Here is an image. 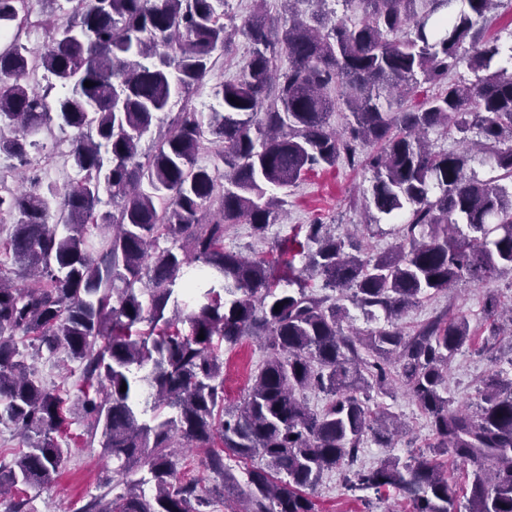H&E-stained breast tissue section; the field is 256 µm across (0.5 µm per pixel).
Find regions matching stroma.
I'll return each instance as SVG.
<instances>
[{"label":"stroma","instance_id":"35a3bbf8","mask_svg":"<svg viewBox=\"0 0 512 512\" xmlns=\"http://www.w3.org/2000/svg\"><path fill=\"white\" fill-rule=\"evenodd\" d=\"M249 51L248 40L237 36L200 86L190 95L177 94L171 98L169 112L188 108L207 114L219 108L220 101L214 94L216 87L240 75ZM370 181L367 169L353 168L343 161L332 167L321 166L299 185L282 191L286 213L279 224L270 227L265 238L254 236L250 225L238 224L233 226L225 243L253 258L275 260L282 266L290 262L295 268H302L298 246L304 238L301 225L318 219L335 225L337 233L342 234L353 225L365 223L364 209L353 207L352 202L369 189ZM490 294L499 295L506 302L512 300V271L503 272L484 284L457 283L434 299L409 309L400 325L408 331L432 316L459 313L468 317L473 329L482 330L483 303ZM220 355L224 361V404L230 407L246 397L265 352L254 338L246 337L234 349L221 350ZM495 371L503 378H512V336L501 335L491 352L465 348L452 358L447 377L451 407L475 406L484 379ZM369 405L400 417L407 432L392 448L366 441L359 452L358 466L369 468L389 457L405 461L411 455L428 453L432 441L428 420L401 384H394L385 394L372 393ZM86 429V420L78 416L66 428L63 437L70 446V455L51 488L20 487L15 499L0 502V512H9L18 499L32 500L37 512H82L94 497L106 494L113 498L123 493L121 478L112 472L111 457L104 455L100 447L87 444ZM312 498L318 512H412L410 501L394 488L378 494L371 490L348 491L342 473L337 470L324 473Z\"/></svg>","mask_w":512,"mask_h":512}]
</instances>
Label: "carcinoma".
<instances>
[{
	"mask_svg": "<svg viewBox=\"0 0 512 512\" xmlns=\"http://www.w3.org/2000/svg\"><path fill=\"white\" fill-rule=\"evenodd\" d=\"M69 2L65 16L34 21L47 38L40 50L20 37L28 0H0V29L12 33L0 42V154L32 168L27 189L0 176V216L14 218L0 243L11 257L0 264V425L25 445L0 464V497L56 482L70 451L57 436L77 411L127 484L83 512H206L211 500L179 477V439L206 449L216 497L237 487L227 461L244 466L247 507L237 512H315L309 492L338 467L350 490L392 487L414 512H451L448 476L432 458L355 468L367 437L393 447L395 416L367 401L398 380L428 415L437 453L480 465L466 512H512V379L492 373L476 411L451 410L448 364L474 344L468 318L396 325L458 281L512 268V189L468 172L477 150L512 183V47L504 55L483 26L494 0H358L356 22L321 10L307 20L293 8L301 0H286L276 29L266 0H254L234 27L250 58L215 91L222 109L205 121L170 116L146 154L139 145L172 93L199 86L229 47L224 0ZM461 64L475 80L444 84ZM40 70L66 93L49 98L54 85L40 87ZM422 83L445 88L399 109ZM338 110L349 113L340 133ZM55 125L70 135L53 147L66 146L81 174L62 189L44 185L29 158L34 136ZM436 129L461 148L434 150ZM203 153L211 163L199 162ZM342 157L372 172L362 195L370 222L401 221L388 250L373 255L357 234L317 220L306 225L303 268L283 277L224 244L235 224L265 236L283 207L269 189ZM103 191L116 210H97ZM314 276L388 327L344 332L346 309L308 286ZM484 311L490 349L505 312L512 331V304L490 296ZM246 336L263 339L266 358L243 402L227 408L215 349ZM44 351L76 365L78 407L29 362ZM306 389L326 404L312 409L298 397ZM143 467L151 496L134 478Z\"/></svg>",
	"mask_w": 512,
	"mask_h": 512,
	"instance_id": "obj_1",
	"label": "carcinoma"
}]
</instances>
